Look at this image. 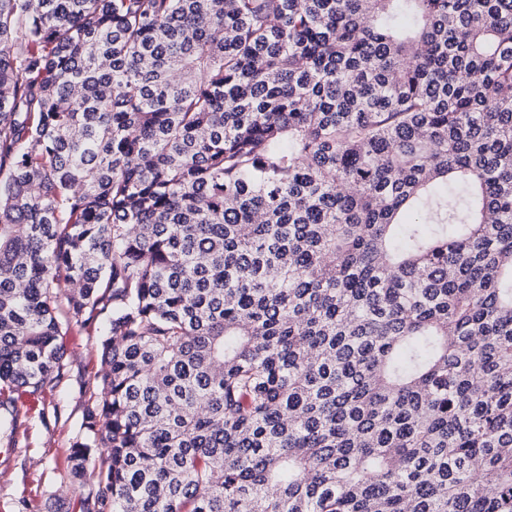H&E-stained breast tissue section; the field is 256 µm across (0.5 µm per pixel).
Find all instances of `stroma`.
<instances>
[{"label": "stroma", "instance_id": "35a3bbf8", "mask_svg": "<svg viewBox=\"0 0 512 512\" xmlns=\"http://www.w3.org/2000/svg\"><path fill=\"white\" fill-rule=\"evenodd\" d=\"M98 341L96 329L72 327L62 339L66 370L54 396L57 412L30 414L35 401L23 394L18 403L26 407V414L20 415L15 428L0 427V512H18L24 499L39 502L42 512H75L74 498L60 497L59 490L69 482L68 442L92 388Z\"/></svg>", "mask_w": 512, "mask_h": 512}]
</instances>
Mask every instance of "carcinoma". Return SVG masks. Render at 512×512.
Wrapping results in <instances>:
<instances>
[{
	"instance_id": "1",
	"label": "carcinoma",
	"mask_w": 512,
	"mask_h": 512,
	"mask_svg": "<svg viewBox=\"0 0 512 512\" xmlns=\"http://www.w3.org/2000/svg\"><path fill=\"white\" fill-rule=\"evenodd\" d=\"M102 314L81 512H512V0H0V420Z\"/></svg>"
}]
</instances>
